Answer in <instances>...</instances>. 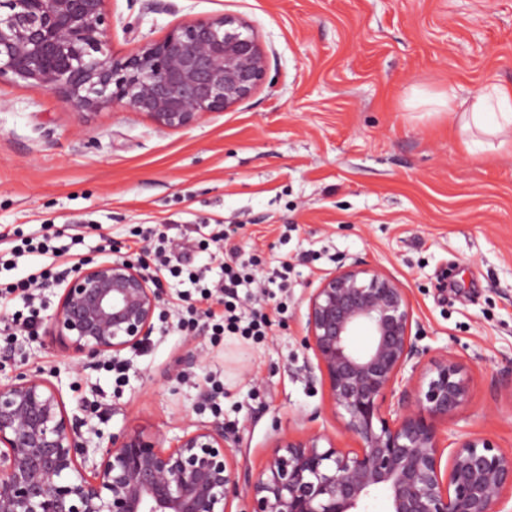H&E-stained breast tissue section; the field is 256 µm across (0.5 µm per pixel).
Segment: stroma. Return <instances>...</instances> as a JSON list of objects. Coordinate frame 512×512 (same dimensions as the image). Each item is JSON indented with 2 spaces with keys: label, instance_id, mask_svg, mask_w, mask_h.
<instances>
[{
  "label": "stroma",
  "instance_id": "35a3bbf8",
  "mask_svg": "<svg viewBox=\"0 0 512 512\" xmlns=\"http://www.w3.org/2000/svg\"><path fill=\"white\" fill-rule=\"evenodd\" d=\"M110 51L124 54L175 25L245 17L269 54L264 84L192 129H160L109 106L84 116L35 86L0 85V232L86 225L138 257L131 230L173 235L221 220L265 266L292 264L273 289L286 312L268 336L153 331L121 352L76 363L50 336L0 346V383L42 372L89 447L139 425L166 439L218 421L236 432L241 470L257 475L276 436L350 439L306 344L321 279L352 263L407 289L427 358L454 357L466 404L440 426L512 450V129L462 131L449 94L512 91V0H109ZM507 148H499V141Z\"/></svg>",
  "mask_w": 512,
  "mask_h": 512
}]
</instances>
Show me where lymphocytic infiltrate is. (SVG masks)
<instances>
[{"mask_svg": "<svg viewBox=\"0 0 512 512\" xmlns=\"http://www.w3.org/2000/svg\"><path fill=\"white\" fill-rule=\"evenodd\" d=\"M235 226L216 223L208 236L195 239L197 248L208 252L211 261H218V269L210 264L192 266L184 264L180 253L182 244L168 238L152 227H140L134 232L139 241L150 242L154 263L144 266L149 278L163 275L176 278L186 291L183 304L175 308L165 329L169 332L188 333L201 329L212 336L224 333L243 336H264L275 323L273 315L261 306L269 287H287L291 272L289 263L273 269H263L257 256H242L232 239ZM85 239L79 225H72L68 243L55 245L53 236L22 238L20 244L10 248L12 259L38 257L39 262L26 276L9 283L0 282V308L9 306L15 299L26 304L28 316L12 315L0 318V337L12 340L16 327H23L28 334H36L43 307L41 289L45 281L58 280L71 272L68 260L76 246Z\"/></svg>", "mask_w": 512, "mask_h": 512, "instance_id": "lymphocytic-infiltrate-1", "label": "lymphocytic infiltrate"}]
</instances>
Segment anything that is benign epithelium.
Here are the masks:
<instances>
[{
	"label": "benign epithelium",
	"instance_id": "obj_1",
	"mask_svg": "<svg viewBox=\"0 0 512 512\" xmlns=\"http://www.w3.org/2000/svg\"><path fill=\"white\" fill-rule=\"evenodd\" d=\"M107 2L0 0V82L39 86L83 115L121 105L165 130L231 110L264 82L268 54L245 19H193L118 56L105 49ZM60 285L49 330L73 358L150 336L162 291L140 263L91 260ZM412 326L407 290L380 269L325 276L309 298L308 338L355 447L283 435L255 478L241 476L220 422L186 426L168 448L133 426L90 451L51 380L0 384V512H231L242 490L251 512H363L380 487L390 512H505L512 452L482 437L445 445L439 424L468 401L469 376L448 356L420 361ZM361 332L365 351L352 343Z\"/></svg>",
	"mask_w": 512,
	"mask_h": 512
}]
</instances>
